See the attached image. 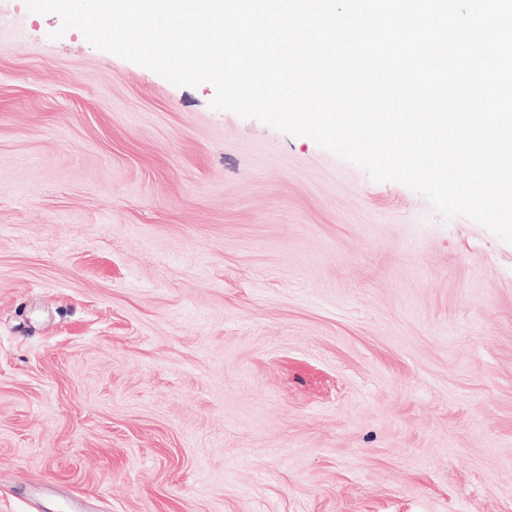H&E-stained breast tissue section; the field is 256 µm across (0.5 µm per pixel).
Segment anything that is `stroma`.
<instances>
[{"label": "stroma", "mask_w": 512, "mask_h": 512, "mask_svg": "<svg viewBox=\"0 0 512 512\" xmlns=\"http://www.w3.org/2000/svg\"><path fill=\"white\" fill-rule=\"evenodd\" d=\"M0 0V512H512V243Z\"/></svg>", "instance_id": "35a3bbf8"}]
</instances>
